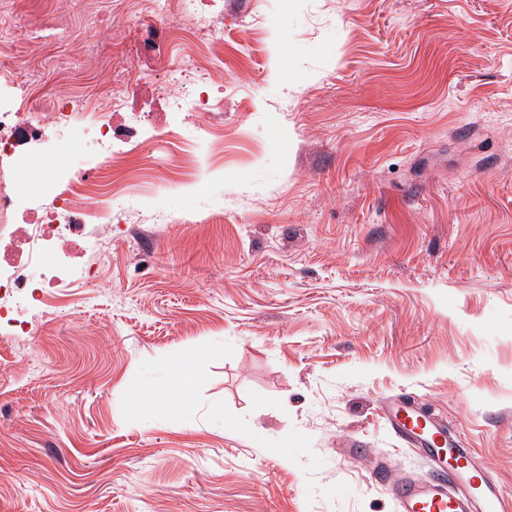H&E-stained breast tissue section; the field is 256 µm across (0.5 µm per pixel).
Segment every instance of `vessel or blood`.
Returning <instances> with one entry per match:
<instances>
[{
  "label": "vessel or blood",
  "mask_w": 512,
  "mask_h": 512,
  "mask_svg": "<svg viewBox=\"0 0 512 512\" xmlns=\"http://www.w3.org/2000/svg\"><path fill=\"white\" fill-rule=\"evenodd\" d=\"M391 427L430 462L429 479L403 476L392 485L401 512H506L496 481L477 467L469 449L460 447L447 424L404 400L389 410Z\"/></svg>",
  "instance_id": "obj_1"
}]
</instances>
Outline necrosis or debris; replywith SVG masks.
Wrapping results in <instances>:
<instances>
[{"label": "necrosis or debris", "instance_id": "1", "mask_svg": "<svg viewBox=\"0 0 512 512\" xmlns=\"http://www.w3.org/2000/svg\"><path fill=\"white\" fill-rule=\"evenodd\" d=\"M156 7L162 21H144L137 35L141 54H152L169 48L163 64L170 74L157 82L156 93L165 100L169 110L183 120L192 113L210 112L216 107L213 99L199 100L197 92L216 86L210 70L203 66L175 69L176 59L186 58L190 45L207 35L213 24L223 23V16L211 14L203 0H173ZM78 104L72 98L55 94L34 97L0 113V334L25 335V312H46L59 298L75 295L82 288L81 277L61 267L54 254L71 244H83L97 251L112 241V227L122 218L107 206H90L81 202L87 177L71 179L48 199L19 196L14 185L23 181L29 167L19 159L26 146L42 140L50 127L67 125L78 117ZM98 140L91 151L102 165L121 166L124 158L109 153L111 139L138 147L155 139L158 130L149 121L133 118L122 128L104 122L98 128ZM27 212L25 223H16L19 212Z\"/></svg>", "mask_w": 512, "mask_h": 512}]
</instances>
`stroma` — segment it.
Masks as SVG:
<instances>
[{
  "label": "stroma",
  "instance_id": "obj_1",
  "mask_svg": "<svg viewBox=\"0 0 512 512\" xmlns=\"http://www.w3.org/2000/svg\"><path fill=\"white\" fill-rule=\"evenodd\" d=\"M209 6L221 110L95 174L137 212L50 326L0 343V512H397L374 469L426 470L385 414L408 396L512 503V0ZM140 9L109 72L83 0H16L0 94L113 80L168 125ZM57 13L72 41L28 51Z\"/></svg>",
  "mask_w": 512,
  "mask_h": 512
}]
</instances>
